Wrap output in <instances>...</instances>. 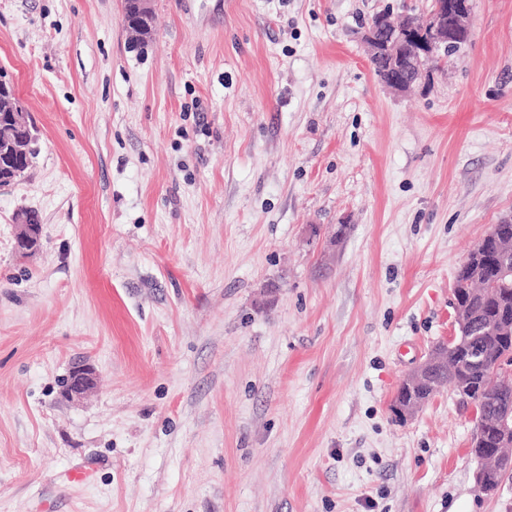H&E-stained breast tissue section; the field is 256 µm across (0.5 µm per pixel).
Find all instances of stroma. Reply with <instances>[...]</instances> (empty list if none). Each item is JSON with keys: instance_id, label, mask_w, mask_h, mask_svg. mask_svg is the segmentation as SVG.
I'll return each mask as SVG.
<instances>
[{"instance_id": "1", "label": "stroma", "mask_w": 512, "mask_h": 512, "mask_svg": "<svg viewBox=\"0 0 512 512\" xmlns=\"http://www.w3.org/2000/svg\"><path fill=\"white\" fill-rule=\"evenodd\" d=\"M388 6L431 0H152L143 45L124 0H0L35 149L0 188V512H512L452 387L392 412L512 216V0L406 94L362 42Z\"/></svg>"}]
</instances>
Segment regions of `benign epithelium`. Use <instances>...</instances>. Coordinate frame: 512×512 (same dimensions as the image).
I'll list each match as a JSON object with an SVG mask.
<instances>
[{"instance_id": "1", "label": "benign epithelium", "mask_w": 512, "mask_h": 512, "mask_svg": "<svg viewBox=\"0 0 512 512\" xmlns=\"http://www.w3.org/2000/svg\"><path fill=\"white\" fill-rule=\"evenodd\" d=\"M152 0H132L130 12L137 19L139 32L151 30L153 11ZM471 0H432L431 10L419 20L409 16L401 21L392 13L382 11L371 20L365 31V41L370 57L383 58L389 65L390 74L386 86L406 92L415 84L427 79L432 73L429 59L450 44L466 39L470 32ZM30 114L23 99L11 91L0 93V186H6L21 177L30 163L32 138L29 134ZM40 236L39 225L24 224L19 232V243L28 249L33 247ZM500 237V225H493L490 232L464 261L466 269L474 278L484 277L486 264L485 243ZM456 323L460 334H465L473 319L469 305L455 301ZM487 335H512V318L503 315L483 323ZM448 344L436 346L433 354L404 378L411 394L410 402L396 407L399 418L405 419L416 411L417 391L423 373L441 360ZM506 412L501 415L498 429V448L486 455H475L478 467L475 471V485L486 492L489 482L496 474L512 471V400L505 403Z\"/></svg>"}]
</instances>
